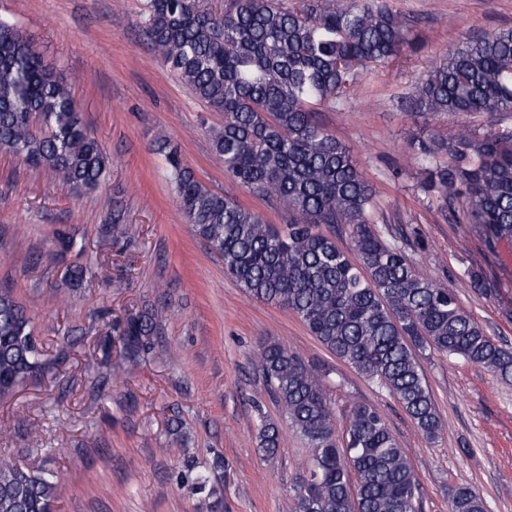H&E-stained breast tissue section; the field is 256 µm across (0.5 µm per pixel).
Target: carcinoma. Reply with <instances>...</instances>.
Listing matches in <instances>:
<instances>
[{
    "instance_id": "cac0c4a2",
    "label": "carcinoma",
    "mask_w": 512,
    "mask_h": 512,
    "mask_svg": "<svg viewBox=\"0 0 512 512\" xmlns=\"http://www.w3.org/2000/svg\"><path fill=\"white\" fill-rule=\"evenodd\" d=\"M145 33L162 64L208 107L224 113L211 147L232 181L277 201V227L231 196L205 186L169 138L156 142L177 203L196 234L224 261L252 298L296 314L325 349L395 398L421 435L433 440L441 420L420 358L445 354L512 381V351L464 312L455 291L421 275L389 226H372L375 190L357 160L318 120L317 108L353 93L359 67L384 63L410 44V27L378 0H146ZM418 117L441 113H512V29L458 42L448 58L417 81L409 97ZM415 155L429 161L421 188L442 200L443 217L473 225L494 252L512 246V131L464 130L453 139L417 136ZM0 151L48 172L62 187L95 188L109 158L86 124L71 83L34 42L0 17ZM351 228L352 253L321 226ZM104 233L128 236L121 212ZM56 254L83 255L65 229ZM88 267H67L65 282L83 285ZM163 311L146 305L127 316L120 333L124 362L137 364L160 335ZM97 366L111 364L112 339L98 342ZM285 422L306 441V474L294 512H421L420 485L380 409L355 404L344 441L324 389L327 370L280 343L257 355ZM33 320L12 289L0 287V401L47 373ZM256 438L277 454L280 423L261 417ZM212 469L187 459L181 485L200 496L201 512H223ZM356 480H351V477ZM57 476L0 459V512H54ZM451 512H487L469 486L453 491Z\"/></svg>"
}]
</instances>
